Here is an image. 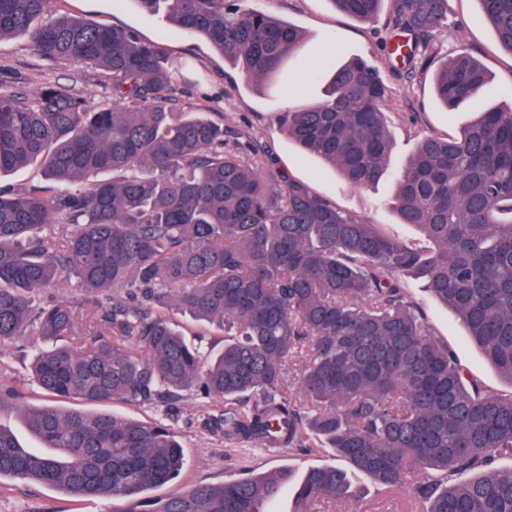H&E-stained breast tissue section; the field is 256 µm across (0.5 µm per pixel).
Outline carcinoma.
Wrapping results in <instances>:
<instances>
[{"mask_svg": "<svg viewBox=\"0 0 512 512\" xmlns=\"http://www.w3.org/2000/svg\"><path fill=\"white\" fill-rule=\"evenodd\" d=\"M385 1L392 33L407 37L396 53L411 78L438 53L448 0H331L362 22ZM53 2L0 0V38L23 34L41 59L102 68L112 103L91 109L52 85L31 97L0 93V172L37 164L45 177L0 189V352L20 336L63 341L34 357L47 403L22 410L45 450L0 426V478L124 498L129 512H267L283 474L146 503L184 466L171 427L80 409L117 398L172 404L193 392L238 405L216 421L228 438L332 448L347 463L309 468L293 512L347 499L350 471L406 489L419 512H512V466H498L512 457V395L458 363L405 283L423 279L512 380V101L457 137H423L395 175L393 208L427 240L410 244L305 181L283 175L272 188L228 148L224 127L168 105L178 88L163 44L57 17ZM138 2L202 35L255 83L277 77L303 41L293 24L241 0ZM478 2L512 54V0ZM327 71L323 98L287 113L286 132L351 185H375L391 151L381 71L361 57L332 71L319 59L312 75ZM488 86L465 48L435 77L449 112ZM62 281L94 295L82 329L75 306L45 299ZM173 307L234 334L216 351L190 342L167 316ZM18 407L15 387L1 382L0 415Z\"/></svg>", "mask_w": 512, "mask_h": 512, "instance_id": "carcinoma-1", "label": "carcinoma"}]
</instances>
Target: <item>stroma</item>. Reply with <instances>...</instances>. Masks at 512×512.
<instances>
[{"label": "stroma", "instance_id": "1", "mask_svg": "<svg viewBox=\"0 0 512 512\" xmlns=\"http://www.w3.org/2000/svg\"><path fill=\"white\" fill-rule=\"evenodd\" d=\"M247 7L263 11L302 30V49L291 55L280 81L265 86L250 82L204 37L175 30L164 13L142 11L136 0H58V14L78 16L106 27L135 31L142 39L163 43L175 63L189 64L179 80L176 106L185 112H201L230 130V145L252 142L244 161L267 174L278 172L309 182L322 197L339 208L381 225L390 235L409 243L422 239L418 228L400 223L391 208L388 184L358 188L340 173L289 139L281 127L286 111H297L316 102L324 83L310 79L308 63L326 56L340 65L355 56L367 57L380 67L386 84L384 110L390 117L393 146L389 169L398 171L426 135L456 136L473 122L470 106L445 111L434 93V71L406 78L393 67L386 16L367 24L336 10L332 0H247ZM477 0H448V27L437 44L440 59H448L459 46H468L493 84L512 87V54L498 43L492 28L478 19ZM103 72L76 68L36 57L25 36L0 39V89L26 96L48 85L68 88L82 96L89 107L105 100ZM411 301L432 325L438 339L447 343L460 362L487 386L507 395L512 381L501 376L471 340L455 312L436 300L422 280L407 277ZM32 342L23 339L0 354V380L17 386L23 405L45 404L46 397L29 379ZM105 411L124 419H165L185 451L186 464L175 481L151 490L154 499L179 495L195 485L221 483L250 474L287 469L291 480L282 492L275 512H292L296 482L310 467L341 465L333 450L288 453L269 452L245 443H234L214 430L210 421L224 411L223 404L191 394L172 407L115 399ZM353 495L330 512H417L403 489L386 490L369 476L354 474ZM122 498L74 500L62 490L4 477L0 479V512H125Z\"/></svg>", "mask_w": 512, "mask_h": 512}]
</instances>
